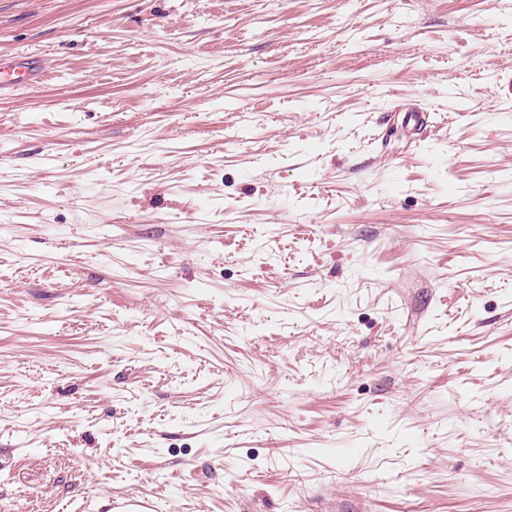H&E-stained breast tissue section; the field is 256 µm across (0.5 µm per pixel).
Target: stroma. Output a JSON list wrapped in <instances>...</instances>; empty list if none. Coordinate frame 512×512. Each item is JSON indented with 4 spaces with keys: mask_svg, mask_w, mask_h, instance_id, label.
Returning a JSON list of instances; mask_svg holds the SVG:
<instances>
[{
    "mask_svg": "<svg viewBox=\"0 0 512 512\" xmlns=\"http://www.w3.org/2000/svg\"><path fill=\"white\" fill-rule=\"evenodd\" d=\"M30 52L0 512H512V0H0ZM109 512H154L155 504L149 498L115 494L109 499Z\"/></svg>",
    "mask_w": 512,
    "mask_h": 512,
    "instance_id": "35a3bbf8",
    "label": "stroma"
}]
</instances>
